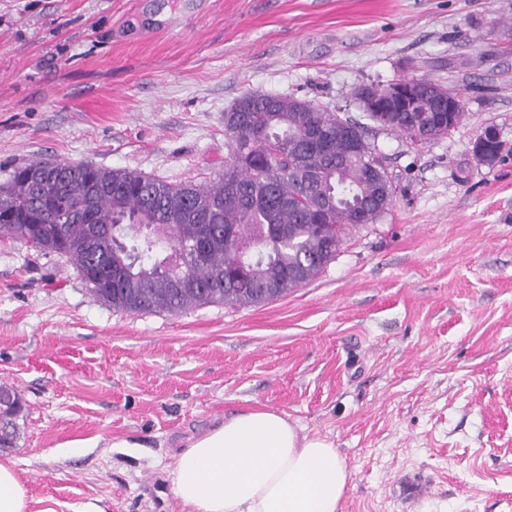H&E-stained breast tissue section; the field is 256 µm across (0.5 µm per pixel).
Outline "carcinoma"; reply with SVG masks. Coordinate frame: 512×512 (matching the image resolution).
Masks as SVG:
<instances>
[{
	"label": "carcinoma",
	"instance_id": "carcinoma-1",
	"mask_svg": "<svg viewBox=\"0 0 512 512\" xmlns=\"http://www.w3.org/2000/svg\"><path fill=\"white\" fill-rule=\"evenodd\" d=\"M338 114L300 109L288 96L247 93L224 113V170L204 183L170 182L92 162L33 159L0 185V240L23 242L70 261L87 292L114 310L176 313L216 303L259 305L313 280L335 259L355 211L377 187L364 152L344 155L333 138ZM316 131L322 141L311 143ZM74 191L77 221L36 236L55 222L38 183L52 171ZM102 249L81 248L89 225ZM112 262V296L86 277L92 262ZM250 265L252 291L230 272Z\"/></svg>",
	"mask_w": 512,
	"mask_h": 512
}]
</instances>
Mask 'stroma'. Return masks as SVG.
<instances>
[{"label": "stroma", "mask_w": 512, "mask_h": 512, "mask_svg": "<svg viewBox=\"0 0 512 512\" xmlns=\"http://www.w3.org/2000/svg\"><path fill=\"white\" fill-rule=\"evenodd\" d=\"M399 78L460 92L461 123L422 146L369 125L394 202L288 296L130 314L0 240L25 405L0 462L33 512H183V441L256 407L334 442L340 512H512V0H0V183L35 158L199 183L244 93L358 117L359 86ZM501 142L498 131L488 127L476 138L473 144V154L481 162H490L497 153H501Z\"/></svg>", "instance_id": "1"}]
</instances>
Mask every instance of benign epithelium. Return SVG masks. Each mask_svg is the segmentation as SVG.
I'll return each mask as SVG.
<instances>
[{"instance_id": "1", "label": "benign epithelium", "mask_w": 512, "mask_h": 512, "mask_svg": "<svg viewBox=\"0 0 512 512\" xmlns=\"http://www.w3.org/2000/svg\"><path fill=\"white\" fill-rule=\"evenodd\" d=\"M437 105L434 111L438 115L426 114L420 95V84L417 79H398L387 84L370 83L359 88L357 100L363 112L372 118L379 127L386 126L396 120L401 112H420L417 123L422 126V133L414 138L417 145H423L433 139L448 134L452 129V115L460 111L462 95L440 85L435 88ZM336 136L347 143L349 153L363 151L366 143V131L358 125L338 120ZM501 142L498 131L488 127L476 138L473 154L481 162H489L500 152ZM370 174L381 184V191L371 201L370 211L377 213L388 209L393 203L394 190L385 168L379 162H371Z\"/></svg>"}]
</instances>
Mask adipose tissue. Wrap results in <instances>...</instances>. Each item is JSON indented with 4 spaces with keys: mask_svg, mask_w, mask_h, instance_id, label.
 Here are the masks:
<instances>
[{
    "mask_svg": "<svg viewBox=\"0 0 512 512\" xmlns=\"http://www.w3.org/2000/svg\"><path fill=\"white\" fill-rule=\"evenodd\" d=\"M349 485L332 441L267 408L188 438L173 478L184 512H338Z\"/></svg>",
    "mask_w": 512,
    "mask_h": 512,
    "instance_id": "1",
    "label": "adipose tissue"
}]
</instances>
